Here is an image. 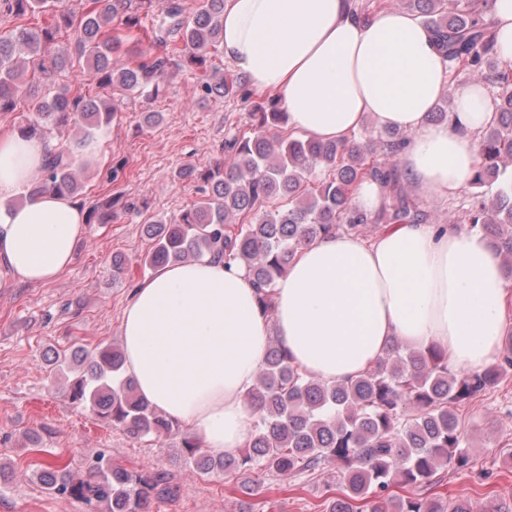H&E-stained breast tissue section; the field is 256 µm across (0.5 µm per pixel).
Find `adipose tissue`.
<instances>
[{
  "label": "adipose tissue",
  "mask_w": 512,
  "mask_h": 512,
  "mask_svg": "<svg viewBox=\"0 0 512 512\" xmlns=\"http://www.w3.org/2000/svg\"><path fill=\"white\" fill-rule=\"evenodd\" d=\"M220 49L252 92L275 97L289 130L344 141L365 122L411 137L399 173L445 199L467 181L476 137L495 118L484 83L455 95L451 125L427 116L450 84L422 20L390 7L372 17L352 0H224ZM48 146L0 133V291L49 284L74 262L85 215L52 192L25 197ZM512 280L476 232L453 224H390L367 238L330 234L302 246L263 312L241 261L169 265L142 280L122 315L127 372L141 397L214 454L252 433L244 402L269 338L293 366L329 383L377 365L391 341L444 350L478 373L501 358Z\"/></svg>",
  "instance_id": "ef3b65f1"
}]
</instances>
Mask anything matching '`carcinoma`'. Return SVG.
<instances>
[{
    "mask_svg": "<svg viewBox=\"0 0 512 512\" xmlns=\"http://www.w3.org/2000/svg\"><path fill=\"white\" fill-rule=\"evenodd\" d=\"M435 37L442 57L455 71L484 78L499 87L495 119L477 136L479 162L468 182L473 188L465 218L469 230L485 236L512 280V66L494 51L490 21L474 0H407ZM160 11L153 44L171 43L185 64L205 68L211 48L220 42L224 0H199L185 14L181 0H90L76 15L63 0H0V18L16 25L0 34V112L12 111L20 94L28 95V112L18 132L48 139L86 131L70 143L60 142L47 157L31 191L51 189L74 198L79 193L75 170L87 167L79 153L86 137L109 126L120 102L131 94L155 95L166 81L169 58L129 49L110 24L130 29L140 14ZM52 21L35 30L22 25L34 13ZM73 33L74 51L86 59L87 76L110 90L92 98L81 88L59 86L39 95L38 85L65 69L69 53L53 49L60 30ZM27 55L31 78L19 85V52ZM132 57L117 63L119 57ZM245 80L224 77L216 69L201 89L210 94L241 86ZM259 125L228 142L234 153L230 168L192 162L177 178L202 180L211 193L171 223L145 225L153 247L144 264L151 268L199 261L243 262L271 308L276 280L297 249L336 232L361 234L374 224H420L428 221L422 204L402 186L397 167L368 162L376 150L393 157L409 135L395 129H366L344 143L291 137L278 131L283 113L257 105ZM372 178L389 189L374 213L352 205L356 183ZM83 373L71 387L72 398L134 439L159 436L175 423L147 404L126 374L119 345L79 354ZM512 372V356L486 370L467 374L448 366L445 354L407 348L398 342L374 368L348 381L328 383L292 366L274 340L267 346L246 404L255 415L246 449L236 456L201 449L192 435L182 437L187 459L203 474L237 472L241 487L255 478L279 474H314L337 469L336 487L327 490L322 512H474L471 501H448L435 491L437 473L465 469L468 445L460 428L457 405L471 402L496 387ZM40 480L54 494L79 500L88 512H150L156 498L173 495L163 472L129 471L100 454L86 476L61 468L60 457L46 460ZM434 492L425 495V487Z\"/></svg>",
    "mask_w": 512,
    "mask_h": 512,
    "instance_id": "obj_1",
    "label": "carcinoma"
}]
</instances>
